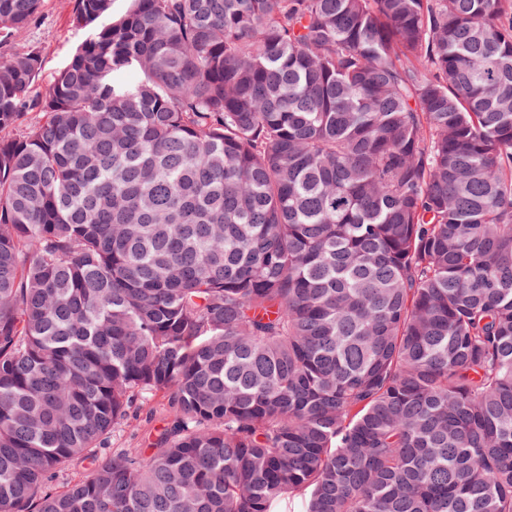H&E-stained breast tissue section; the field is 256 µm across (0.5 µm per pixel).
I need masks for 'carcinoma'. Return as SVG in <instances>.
<instances>
[{"mask_svg":"<svg viewBox=\"0 0 512 512\" xmlns=\"http://www.w3.org/2000/svg\"><path fill=\"white\" fill-rule=\"evenodd\" d=\"M130 2L0 56V512H512V0ZM74 0H45L39 16L21 33L0 45V55L13 50L36 49L41 56V68L36 86L44 89L77 46L86 30L72 21ZM145 414L131 426H123L112 435V448H150V443L157 431L165 424L159 414L153 416L150 422L144 421Z\"/></svg>","mask_w":512,"mask_h":512,"instance_id":"cac0c4a2","label":"carcinoma"}]
</instances>
